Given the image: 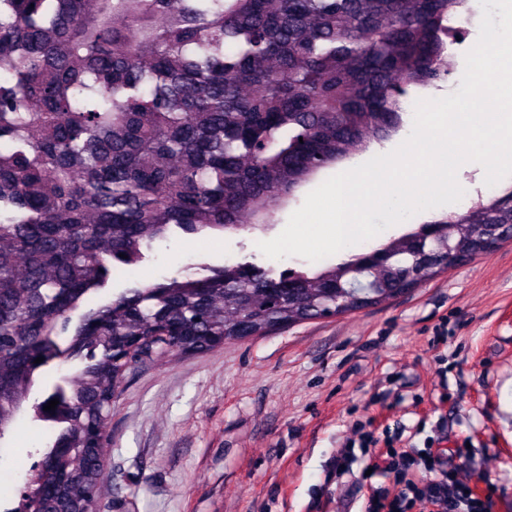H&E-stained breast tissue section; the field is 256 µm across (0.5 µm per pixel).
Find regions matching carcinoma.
I'll return each instance as SVG.
<instances>
[{"mask_svg": "<svg viewBox=\"0 0 512 512\" xmlns=\"http://www.w3.org/2000/svg\"><path fill=\"white\" fill-rule=\"evenodd\" d=\"M464 3L0 0V459L41 370L84 360L32 406L56 494L23 512L97 509L130 341L134 360L199 354L323 317L338 279L344 313L397 293L401 266L370 257L407 254L428 224L316 271L204 265L97 298L175 233L268 230L397 133L410 90L447 79ZM462 223L512 224V191L435 221L468 250Z\"/></svg>", "mask_w": 512, "mask_h": 512, "instance_id": "1", "label": "carcinoma"}]
</instances>
